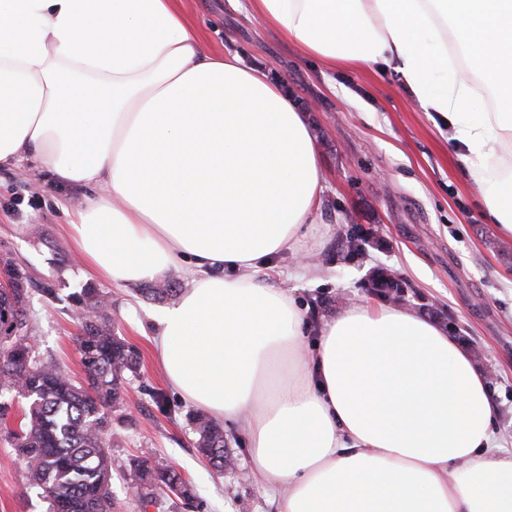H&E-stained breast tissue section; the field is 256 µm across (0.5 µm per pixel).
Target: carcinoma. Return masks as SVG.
<instances>
[{
  "label": "carcinoma",
  "mask_w": 512,
  "mask_h": 512,
  "mask_svg": "<svg viewBox=\"0 0 512 512\" xmlns=\"http://www.w3.org/2000/svg\"><path fill=\"white\" fill-rule=\"evenodd\" d=\"M172 282L143 289L146 298L163 302L177 296ZM77 311H90L78 338L81 363L89 386L73 380L52 360L43 361L29 345L27 289L0 291V416L19 392L28 393L15 448L27 470L29 487L46 512H112L113 461L104 435L119 407L120 387L137 374L140 353L112 333L107 316L108 293L83 288L71 296ZM196 448L217 469L229 452L224 429L208 416L190 417ZM131 487L144 504L155 502L156 490L167 491L186 507L195 496L173 468L148 459L132 462Z\"/></svg>",
  "instance_id": "carcinoma-1"
}]
</instances>
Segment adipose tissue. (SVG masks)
Returning a JSON list of instances; mask_svg holds the SVG:
<instances>
[{
    "mask_svg": "<svg viewBox=\"0 0 512 512\" xmlns=\"http://www.w3.org/2000/svg\"><path fill=\"white\" fill-rule=\"evenodd\" d=\"M180 0H0V168L92 187L66 237L115 285L180 271L153 342L172 388L245 428L275 512H512L483 370L436 323L358 301L324 320L273 280L304 257L325 172L266 71L204 49ZM329 69H396L455 128L512 240V0H249ZM480 78L495 93L481 112Z\"/></svg>",
    "mask_w": 512,
    "mask_h": 512,
    "instance_id": "obj_1",
    "label": "adipose tissue"
}]
</instances>
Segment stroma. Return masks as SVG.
<instances>
[{
    "label": "stroma",
    "mask_w": 512,
    "mask_h": 512,
    "mask_svg": "<svg viewBox=\"0 0 512 512\" xmlns=\"http://www.w3.org/2000/svg\"><path fill=\"white\" fill-rule=\"evenodd\" d=\"M206 50L238 54L280 79L311 118L326 182L317 242V276L284 254L279 279L315 336L343 306L373 299L366 278L396 270L408 309L448 330L485 373L499 407L496 434L512 442V241L482 214L475 184L457 161L464 146L437 113L424 110L395 71H332L251 17L246 0H182ZM88 188L59 186L31 165L0 169V253L25 276L31 334L42 358L83 377L76 342L81 326L69 300L95 287L65 237L67 212ZM354 225L370 227L375 246L351 259L339 254ZM117 336L135 346L141 366L122 388L124 406L105 434L119 466L112 472L115 512H169L142 506L122 471L133 459L173 465L192 487L193 512H272L269 493L248 476L245 432L224 422L233 467L215 470L194 446V407L166 381L153 347L161 303L140 285L104 284ZM0 512H45L27 485L21 459L0 441Z\"/></svg>",
    "instance_id": "obj_1"
}]
</instances>
